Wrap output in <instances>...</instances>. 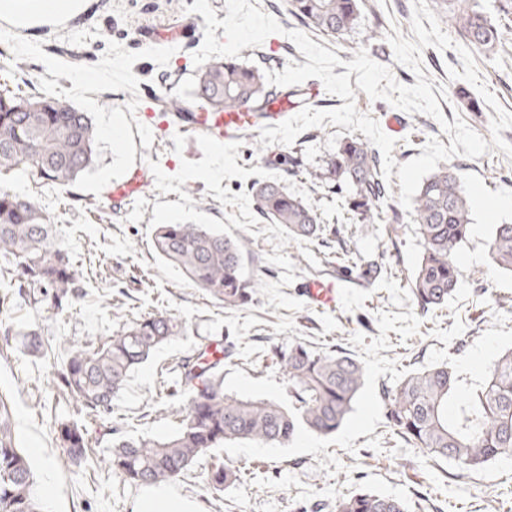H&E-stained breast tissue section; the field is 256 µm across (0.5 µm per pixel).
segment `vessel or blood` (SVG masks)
I'll return each mask as SVG.
<instances>
[{
	"mask_svg": "<svg viewBox=\"0 0 512 512\" xmlns=\"http://www.w3.org/2000/svg\"><path fill=\"white\" fill-rule=\"evenodd\" d=\"M298 105L286 96H278L269 105L263 116L241 110L207 112L201 109L179 116H168L160 120L162 127L174 126L183 131H194L217 143H231L245 135L260 131L263 127H275L286 121ZM306 292L319 306L332 308L336 305L337 293L334 283L316 281L309 283Z\"/></svg>",
	"mask_w": 512,
	"mask_h": 512,
	"instance_id": "vessel-or-blood-1",
	"label": "vessel or blood"
}]
</instances>
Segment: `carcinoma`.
<instances>
[{
    "instance_id": "obj_1",
    "label": "carcinoma",
    "mask_w": 512,
    "mask_h": 512,
    "mask_svg": "<svg viewBox=\"0 0 512 512\" xmlns=\"http://www.w3.org/2000/svg\"><path fill=\"white\" fill-rule=\"evenodd\" d=\"M290 6L308 27L333 37L353 30L360 16V0H291ZM448 21L469 44L487 51L503 39L498 20L474 0H458ZM273 94L262 69L238 57H216L201 67L191 99L168 97L164 111L179 115L200 107L222 112L246 106L250 112H264ZM96 140L88 113L63 98L0 93V173L22 171L46 184L68 185L94 166ZM378 169L376 153L355 137L308 175L329 192H346L349 222L373 224L390 197ZM251 195L261 215L286 227L291 242L323 239L334 230L276 180L254 182ZM470 209L465 188L448 168L422 180L412 213L422 255L409 290L424 311L446 306L456 292L455 256L471 232ZM152 242L157 255L227 307L247 304L258 288L244 275L240 246L221 231L203 224H157ZM488 248L493 263L512 272V224L494 225ZM0 276L11 288L0 294V335L6 341L21 337L22 349L31 355L44 353L49 344L42 329L18 325L12 310L19 302L55 315L74 309L83 297L80 273L37 203L2 187ZM182 329L175 316L154 313L104 341L72 343L55 373L57 385L77 414L106 413L129 375ZM233 349L231 341L222 348L203 338L197 353L181 362L185 404L173 434L112 441L108 463L124 481L143 486L175 481L227 442L284 446L302 431L334 435L349 419L364 386L365 369L356 358L294 344L273 355L288 381V404L243 399L224 391V356ZM383 395L388 427L433 463L477 471L512 456V349L499 355L478 381L467 380L455 364L444 361L406 372ZM57 433L69 462L80 466L89 451L85 425L65 420ZM240 478V468L219 463L204 481L219 493ZM0 512H45L31 460L16 444L12 411L1 397ZM334 512H409V506L400 497L359 491L336 498Z\"/></svg>"
}]
</instances>
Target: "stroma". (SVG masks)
<instances>
[{"mask_svg": "<svg viewBox=\"0 0 512 512\" xmlns=\"http://www.w3.org/2000/svg\"><path fill=\"white\" fill-rule=\"evenodd\" d=\"M194 2L58 0V10L47 14L40 0H0V90L67 99L88 112L98 133L95 165L71 184L51 186L23 172L0 174V187L34 199L55 224L86 292L77 309L63 315L50 317L26 305L16 309L17 321L42 328L53 346L48 355L32 356L0 339V394L10 400L19 447L41 451L33 466L39 485L53 490L47 512H136L147 487L125 482L102 457L114 436L162 438L176 429L183 405L178 365L203 337L235 342L224 361V389L241 397L287 402L288 384L272 353L299 342L352 354L365 368V384L348 423L332 436L303 432L284 447L243 441L209 452L166 488L188 512H295L300 503L309 512H333L337 497L360 489L403 497L410 512H512V457L478 472L430 464L392 433L382 395L407 370L447 359L468 379H480L501 351L512 348V273L492 263L487 246L493 224L512 223V207L490 223L472 208L471 235L456 255V295L444 308L423 312L408 289L422 252L411 213L402 212L396 223H337L341 196L319 188L307 174L350 138L349 128L328 124L300 134L285 151L301 157L305 170L291 174L256 152L258 135L224 147L189 131L156 134L139 117L145 91L185 99L192 92V55L205 27L203 16L189 10ZM250 2L277 18L283 31L249 48L246 62L277 72L291 62L306 64L287 36L303 28L288 0ZM478 2L508 28L493 51H473L498 107L487 105L468 82L449 79L448 68L462 65L456 50L425 48L422 70L444 119L461 116L487 139L497 108L512 112V8L504 0ZM412 3L361 0L359 22L348 35L313 30L309 36L340 58L334 74H343V62L363 48L399 83L412 86L414 73L396 62L387 41L395 31L412 38ZM373 27L379 31L374 39ZM355 103L395 139L397 163L421 156L429 138L451 143L441 121L430 116L371 100L361 90ZM450 163L465 189L512 198V158L497 147ZM145 166L154 169V179L114 204L113 187ZM267 177L281 179L290 193L336 224V235L290 242L285 227L267 221L254 205L250 187ZM172 223L204 224L237 240L245 271L258 283L252 302L224 307L163 261L152 248V234L155 225ZM369 263L377 265L378 277L360 279L359 270ZM313 280L335 283L336 308L309 299L305 285ZM156 312L179 317L184 334L171 337L132 373L110 414L86 419L92 452L85 466H71L54 432L55 421L75 416L53 380L65 359L61 342L103 340ZM223 461L246 475L215 495L202 474Z\"/></svg>", "mask_w": 512, "mask_h": 512, "instance_id": "stroma-1", "label": "stroma"}]
</instances>
